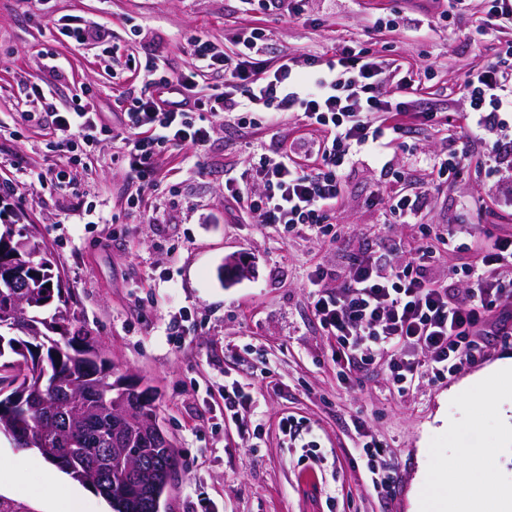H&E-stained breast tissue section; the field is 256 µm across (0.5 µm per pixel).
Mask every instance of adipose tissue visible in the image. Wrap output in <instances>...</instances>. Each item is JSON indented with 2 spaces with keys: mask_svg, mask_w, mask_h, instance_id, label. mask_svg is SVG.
<instances>
[{
  "mask_svg": "<svg viewBox=\"0 0 512 512\" xmlns=\"http://www.w3.org/2000/svg\"><path fill=\"white\" fill-rule=\"evenodd\" d=\"M449 470H441L430 482L418 484L413 498L414 508H422L426 498H433L439 512H512V485H495L485 480L480 469H472L466 493L445 498L444 491L452 481Z\"/></svg>",
  "mask_w": 512,
  "mask_h": 512,
  "instance_id": "adipose-tissue-1",
  "label": "adipose tissue"
}]
</instances>
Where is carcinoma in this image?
Instances as JSON below:
<instances>
[{
    "label": "carcinoma",
    "mask_w": 512,
    "mask_h": 512,
    "mask_svg": "<svg viewBox=\"0 0 512 512\" xmlns=\"http://www.w3.org/2000/svg\"><path fill=\"white\" fill-rule=\"evenodd\" d=\"M0 267L16 273L0 279V314L23 301L0 326V433L22 448L28 431H45L32 444L74 480L90 486L112 512H160V501L178 472V452L150 430L127 432L125 447L143 465L131 484L125 463L110 455L116 422L112 399L136 410L140 421L157 418L151 389L112 382V362L99 339L75 327L69 289L53 272V262L36 232L6 224L0 231Z\"/></svg>",
    "instance_id": "cac0c4a2"
}]
</instances>
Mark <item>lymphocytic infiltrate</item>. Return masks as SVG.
I'll list each match as a JSON object with an SVG mask.
<instances>
[{
  "instance_id": "lymphocytic-infiltrate-1",
  "label": "lymphocytic infiltrate",
  "mask_w": 512,
  "mask_h": 512,
  "mask_svg": "<svg viewBox=\"0 0 512 512\" xmlns=\"http://www.w3.org/2000/svg\"><path fill=\"white\" fill-rule=\"evenodd\" d=\"M268 34L262 27L244 32L230 53L207 36H193L187 41L191 69L180 74L169 72L163 62H145L142 72L154 92L131 99L115 126L102 121L88 95L61 110L51 89L30 84L29 92L51 118V143L59 161L29 172V179L43 186L73 187L77 169L109 137L123 144L114 163L150 190L158 157L178 151L186 164L199 165L217 121L226 113L248 122L258 112H289L313 129L307 147L282 144L260 154L246 175L225 178L224 192L261 223L338 244L331 218L354 157L364 153L390 169L411 133L447 130L452 118L446 112L411 109L425 99L430 67L375 60L350 39L337 40L324 57L313 55L300 63L285 56L271 65L260 54ZM216 69L224 72L223 89L197 97L195 72ZM389 84L392 94H383ZM464 88L469 105L463 115L465 141L424 160L441 183H455L470 167L471 141L506 131L503 115L512 112V45L470 71ZM431 200L429 186L415 189L400 177L389 193L373 196L400 223L419 228L406 263L386 267L362 253L336 286H328L322 268L305 282L310 311L334 342L338 374L375 366L400 398L420 383L446 381L462 367L483 360L488 336L512 337V233L479 234L465 224L421 223ZM465 237L476 245L478 257L464 268L436 274L441 248H455ZM384 452L382 440L375 437L357 450L369 484L380 496L397 483L396 469L380 463Z\"/></svg>"
}]
</instances>
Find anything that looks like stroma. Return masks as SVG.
<instances>
[{"label":"stroma","instance_id":"1","mask_svg":"<svg viewBox=\"0 0 512 512\" xmlns=\"http://www.w3.org/2000/svg\"><path fill=\"white\" fill-rule=\"evenodd\" d=\"M484 0H471L448 21L437 18L433 0H304L300 17L267 21L243 0H0V112L41 111L23 104L20 90L36 82L50 86L58 106L90 90L106 121H114L117 99L150 89L130 60H163L175 73L187 71V38L203 34L221 43L242 31L268 27L263 56L320 55L344 36L372 56L411 66H431L430 99L444 111L463 113L465 75L512 43V24L484 34ZM77 15L98 40L75 45L55 23ZM65 58L63 70L45 68L44 52ZM242 128L236 115L218 121L199 166L163 153L158 191H139L113 164L115 142H101L91 164L78 170L76 189L17 184L13 200L41 233L54 269L71 290L78 324L99 336L115 377L151 386L161 426L179 449L183 465L161 501V512H411L418 483L443 464L456 463V490H464L471 466L490 482L511 485L512 462L500 457L501 394L486 391L467 400L458 390L512 358V340H490L487 357L442 383L419 386L408 399L391 395L385 375L368 368L339 382L332 344L312 316L303 286L314 266L341 272L355 252L408 261L391 252L416 226L384 223L370 200L386 190L379 168L365 156L346 171L336 206L335 229L344 248L304 234L281 238L240 211L224 193V176L249 167V146L270 149L301 134L297 116ZM45 127L21 133L0 127V182L14 178L15 165L32 169L56 162ZM398 152L396 171L410 182L430 181L420 158L440 152L430 132L416 133ZM512 169L469 177L432 198L427 224L471 223L463 199L484 198L482 223L512 231ZM140 195L139 210L128 198ZM109 216L88 221V210ZM249 387L254 402L241 419L224 417L226 385ZM309 426L310 435L289 442L283 418ZM454 421L442 429L441 417ZM387 445L384 462L398 470L390 499L376 497L350 465L364 435ZM44 457L21 451L0 434V465L16 492H0V512H51L43 494Z\"/></svg>","mask_w":512,"mask_h":512}]
</instances>
